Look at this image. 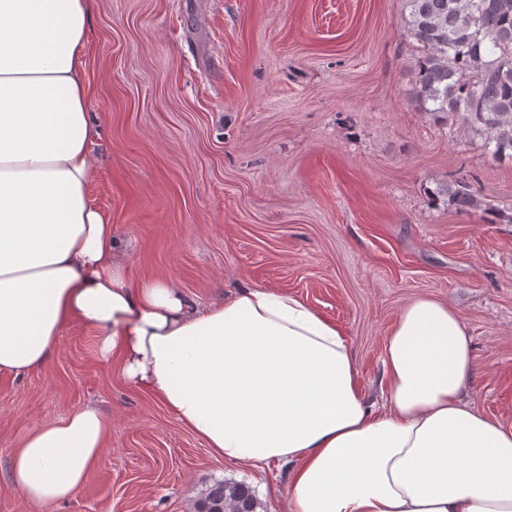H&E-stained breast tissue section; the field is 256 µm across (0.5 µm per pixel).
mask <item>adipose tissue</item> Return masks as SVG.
Returning <instances> with one entry per match:
<instances>
[{
  "mask_svg": "<svg viewBox=\"0 0 512 512\" xmlns=\"http://www.w3.org/2000/svg\"><path fill=\"white\" fill-rule=\"evenodd\" d=\"M91 20L92 0H0V374L44 366L81 321L213 455L286 464L288 512H512V427L468 401L474 347L448 303L402 308L377 402L343 330L293 295L243 286L203 307L173 280H129L89 195ZM109 438L92 405L25 425L10 491L68 501Z\"/></svg>",
  "mask_w": 512,
  "mask_h": 512,
  "instance_id": "1",
  "label": "adipose tissue"
}]
</instances>
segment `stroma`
Segmentation results:
<instances>
[{
  "label": "stroma",
  "mask_w": 512,
  "mask_h": 512,
  "mask_svg": "<svg viewBox=\"0 0 512 512\" xmlns=\"http://www.w3.org/2000/svg\"><path fill=\"white\" fill-rule=\"evenodd\" d=\"M405 0H94L86 77L95 205L132 280L209 305L241 285L284 291L344 331L377 397L402 307L447 302L472 337L470 403L512 426V162L412 98ZM470 185L479 208L439 189ZM68 324L41 368L0 375V512L25 424L92 403L112 425L85 485L49 512H196L214 482L287 512L288 469L215 458Z\"/></svg>",
  "instance_id": "35a3bbf8"
}]
</instances>
